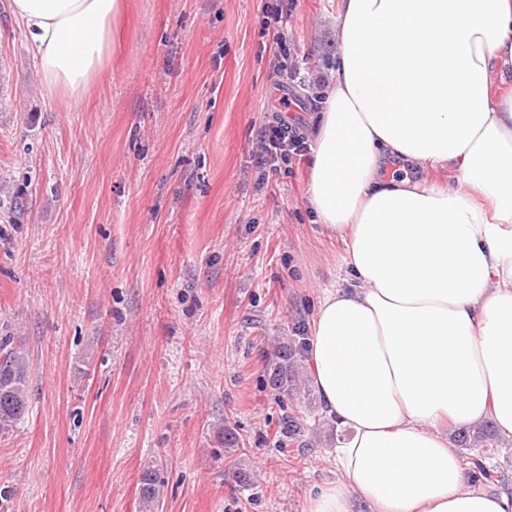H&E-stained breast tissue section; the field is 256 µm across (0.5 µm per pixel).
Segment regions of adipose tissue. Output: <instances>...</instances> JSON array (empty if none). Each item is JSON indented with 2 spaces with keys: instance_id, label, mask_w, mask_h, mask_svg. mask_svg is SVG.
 I'll use <instances>...</instances> for the list:
<instances>
[{
  "instance_id": "1",
  "label": "adipose tissue",
  "mask_w": 512,
  "mask_h": 512,
  "mask_svg": "<svg viewBox=\"0 0 512 512\" xmlns=\"http://www.w3.org/2000/svg\"><path fill=\"white\" fill-rule=\"evenodd\" d=\"M49 96L112 62L120 0H10ZM340 57L308 201L357 285L324 293L308 340L340 480L306 512H512L470 484L444 424L512 438V0H341ZM434 169L455 185L430 181Z\"/></svg>"
}]
</instances>
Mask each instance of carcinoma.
Returning <instances> with one entry per match:
<instances>
[{
  "label": "carcinoma",
  "mask_w": 512,
  "mask_h": 512,
  "mask_svg": "<svg viewBox=\"0 0 512 512\" xmlns=\"http://www.w3.org/2000/svg\"><path fill=\"white\" fill-rule=\"evenodd\" d=\"M28 362L25 351L9 336L0 338V435L14 430L28 410ZM143 512H155L159 503L157 474L148 469L140 477Z\"/></svg>",
  "instance_id": "obj_1"
}]
</instances>
